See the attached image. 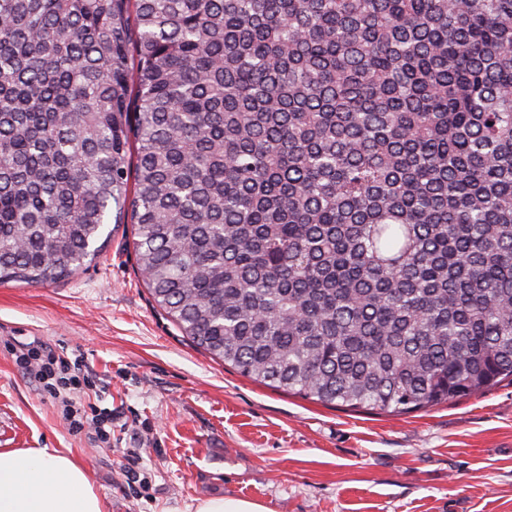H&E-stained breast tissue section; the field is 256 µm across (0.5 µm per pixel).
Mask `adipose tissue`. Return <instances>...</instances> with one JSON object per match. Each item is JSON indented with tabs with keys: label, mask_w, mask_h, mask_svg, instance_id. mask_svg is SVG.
<instances>
[{
	"label": "adipose tissue",
	"mask_w": 512,
	"mask_h": 512,
	"mask_svg": "<svg viewBox=\"0 0 512 512\" xmlns=\"http://www.w3.org/2000/svg\"><path fill=\"white\" fill-rule=\"evenodd\" d=\"M0 512H103L85 470L44 448L0 450Z\"/></svg>",
	"instance_id": "adipose-tissue-1"
}]
</instances>
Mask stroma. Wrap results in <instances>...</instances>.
I'll list each match as a JSON object with an SVG mask.
<instances>
[{"label":"stroma","mask_w":512,"mask_h":512,"mask_svg":"<svg viewBox=\"0 0 512 512\" xmlns=\"http://www.w3.org/2000/svg\"><path fill=\"white\" fill-rule=\"evenodd\" d=\"M132 238L120 225L54 284H0V450L70 457L106 512H195L220 497L270 512H512V383L390 415L254 382L182 336L138 275ZM35 337L83 352L93 383L72 401L111 409L109 442L72 433L16 365L15 341Z\"/></svg>","instance_id":"stroma-1"}]
</instances>
